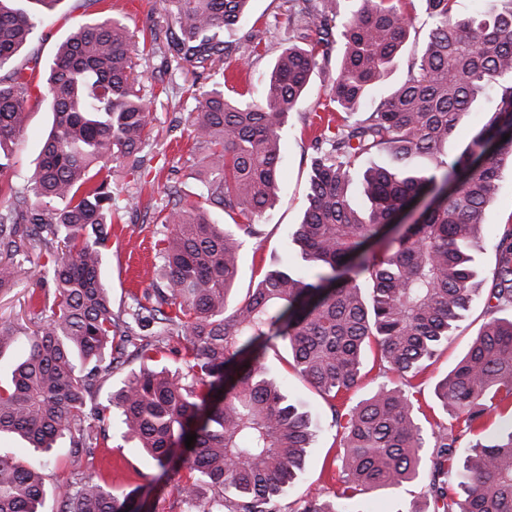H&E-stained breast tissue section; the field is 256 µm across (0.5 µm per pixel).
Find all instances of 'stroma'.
<instances>
[{
  "label": "stroma",
  "instance_id": "obj_1",
  "mask_svg": "<svg viewBox=\"0 0 512 512\" xmlns=\"http://www.w3.org/2000/svg\"><path fill=\"white\" fill-rule=\"evenodd\" d=\"M111 16L121 20L136 43L141 42L143 32L150 28L156 27L165 32L177 29L175 16L165 10L163 0H59L36 37L22 50L21 56L25 59L34 56L41 63H48L55 46L78 26ZM265 41L260 55H250L248 46L243 44L224 61L225 68L238 76L235 90L250 91L256 98L261 95L263 80L271 64L290 43L286 26L271 29ZM137 62L144 90L152 95V130L141 154L153 177L143 182L128 175L114 184L116 199L122 200L131 195L141 198L138 209L123 211L121 221L113 225L112 240L105 253L103 273L112 291V310L117 314L132 305L134 299L143 298L155 281L154 243L158 226L154 212L167 202L164 193L167 180L177 181L187 200L195 198L199 155L191 150L188 115L196 102L179 95L178 90L193 84L200 87L209 84L208 79L197 76L191 69L177 70L167 66L158 55L141 53ZM335 73V60L321 62L312 75L310 91L288 114L281 139L284 177L273 206L255 219L262 231L261 236L247 240L243 247L240 275L231 295L232 301L243 299L268 267L293 271L303 268L292 229L303 218L315 155L314 139L320 133L317 115L323 109ZM50 121L47 103L32 106L28 125L17 140L18 169L23 170L33 164L39 151V136ZM504 224H512L511 171L504 173L499 192L487 211L486 222L480 232L479 260L483 274H490L494 267L495 246L499 229ZM486 297L483 291L476 294L469 310L459 321L454 336L437 352L432 365L417 382L422 407H433L438 422H447L448 416L435 407L434 386L463 356L487 319ZM265 361L274 378L283 382L287 393L312 412L317 423L316 437L308 450L304 470L279 500L280 512H295L299 501L307 496L319 493L326 499H333L342 454L340 434L331 399L294 371L285 344L269 348ZM108 434L107 447L97 449L95 454L69 450V440L64 437L57 440L56 451L42 456L45 512H57V486L63 478L80 479L93 473L111 474L113 493L139 490L142 512H187L176 490L178 475L162 474L155 461L135 448L132 441L123 438L120 425H113Z\"/></svg>",
  "mask_w": 512,
  "mask_h": 512
}]
</instances>
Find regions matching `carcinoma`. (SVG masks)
<instances>
[{
  "instance_id": "carcinoma-1",
  "label": "carcinoma",
  "mask_w": 512,
  "mask_h": 512,
  "mask_svg": "<svg viewBox=\"0 0 512 512\" xmlns=\"http://www.w3.org/2000/svg\"><path fill=\"white\" fill-rule=\"evenodd\" d=\"M58 2L0 0V174L14 166L29 102L46 97L53 117L23 184L0 181L9 201L0 207L1 294L18 286L32 250L44 246L43 297L30 303L36 329L0 378V438L18 436L46 452L67 434L70 447L94 454L101 433L83 423L106 420L95 394L124 354L118 338L144 360L112 391L125 435L165 470L195 430L186 468L214 491L197 512H278L314 430L270 375L266 350L288 342L294 369L342 402L374 347L379 372L398 373L401 385L333 406L345 477L336 500L308 496L296 512H361L360 495L421 481L431 512H512V420L485 434L493 414L512 406V318L496 316L512 310V224L501 228L491 316L436 385L450 426L425 429L410 392L469 310L486 211L512 169V0L467 18L455 15V0H425L431 23L420 54L379 102L374 90L393 74L414 28L405 0H287L293 44L275 60L259 100L224 92V57L241 38L259 55L269 31L249 24L250 0H165L177 31L163 41L151 32L152 52L219 80L190 124L203 168L198 201L186 204L178 186L165 185L151 305L139 302L122 317L102 278L116 212L112 174L143 169L148 101L131 36L112 17L61 42L42 81L38 59L18 62ZM333 54L329 103L357 118L315 138L294 231L308 272L269 270L230 308L244 237L261 234L252 219L272 205L282 178L288 113L318 59ZM483 100L488 119L449 155L448 139ZM427 191L419 221L389 233ZM212 208L246 223L219 225ZM20 335L21 327L0 323V352L18 346ZM175 338L184 341L187 371L149 367ZM199 488L190 476L178 484L191 505ZM59 497L57 512H138L136 490L116 495L103 474ZM44 502L39 464L0 453V512H44Z\"/></svg>"
}]
</instances>
